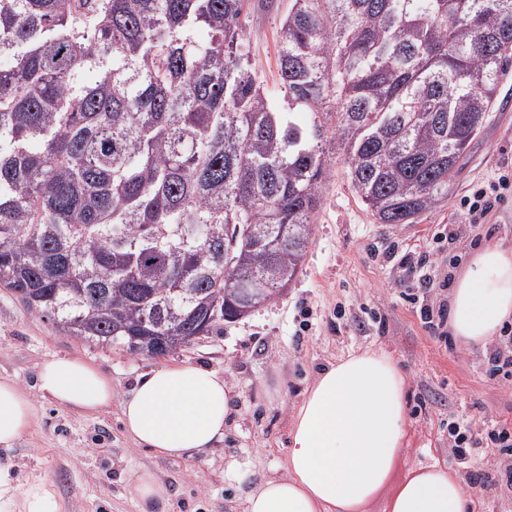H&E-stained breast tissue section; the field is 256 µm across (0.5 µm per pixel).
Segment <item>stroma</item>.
I'll list each match as a JSON object with an SVG mask.
<instances>
[{
  "label": "stroma",
  "instance_id": "obj_1",
  "mask_svg": "<svg viewBox=\"0 0 512 512\" xmlns=\"http://www.w3.org/2000/svg\"><path fill=\"white\" fill-rule=\"evenodd\" d=\"M274 9L250 0L243 50L271 100L288 105L277 66L280 27L290 0ZM512 168V70L447 201L417 223H375L343 170L322 190L303 271L291 288L234 323H224L189 347L161 358L134 356L60 334L51 320L29 310L0 287V378L31 397L36 418L0 465L11 466L21 486L47 479L58 512H141L132 492L137 474L158 475L171 495L169 512H243L247 494L264 479L283 475L291 416L305 387L327 364L367 349L381 350L403 370L410 415L406 450L398 467L438 463L467 479L493 458L484 449L470 461L448 451L450 417L470 419L476 439L488 426L512 425V387L490 376L487 347L472 348L424 323L411 295L412 276L398 262L407 251L435 264L437 280L455 278L449 254L468 259L478 246L512 247V191L452 248L433 237L460 223L473 187ZM78 356L112 380V404L94 414L68 411L39 396L41 367ZM191 362L237 387L224 440L199 460L161 458L136 448L120 420V402L149 369Z\"/></svg>",
  "mask_w": 512,
  "mask_h": 512
}]
</instances>
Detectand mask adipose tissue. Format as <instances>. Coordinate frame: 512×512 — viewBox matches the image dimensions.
Returning a JSON list of instances; mask_svg holds the SVG:
<instances>
[{
  "label": "adipose tissue",
  "mask_w": 512,
  "mask_h": 512,
  "mask_svg": "<svg viewBox=\"0 0 512 512\" xmlns=\"http://www.w3.org/2000/svg\"><path fill=\"white\" fill-rule=\"evenodd\" d=\"M512 320V250L489 244L456 278L448 302L453 336L480 347ZM42 398L73 411L110 405L112 383L79 357H56L38 373ZM406 381L388 353L366 350L318 372L293 415L285 473L261 482L245 512H364L388 484L404 453L409 413ZM234 390L208 368L180 363L142 375L120 403L137 447L192 459L224 439ZM35 419L18 384L0 378V447L13 448ZM460 478L436 463L407 469L388 512H473ZM0 512H57L47 482L18 491L0 467Z\"/></svg>",
  "instance_id": "adipose-tissue-1"
}]
</instances>
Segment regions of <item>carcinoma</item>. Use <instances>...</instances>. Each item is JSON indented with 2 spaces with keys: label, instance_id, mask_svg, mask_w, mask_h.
<instances>
[{
  "label": "carcinoma",
  "instance_id": "1",
  "mask_svg": "<svg viewBox=\"0 0 512 512\" xmlns=\"http://www.w3.org/2000/svg\"><path fill=\"white\" fill-rule=\"evenodd\" d=\"M247 8L0 0V286L63 335L171 348L281 296L338 160L375 223H417L512 65V0H293L301 125L240 50Z\"/></svg>",
  "mask_w": 512,
  "mask_h": 512
}]
</instances>
